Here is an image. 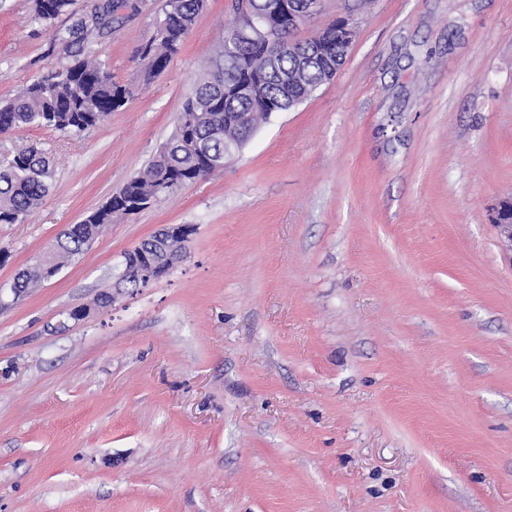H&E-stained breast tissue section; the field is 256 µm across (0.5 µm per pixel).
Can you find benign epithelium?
I'll return each mask as SVG.
<instances>
[{
	"instance_id": "1",
	"label": "benign epithelium",
	"mask_w": 512,
	"mask_h": 512,
	"mask_svg": "<svg viewBox=\"0 0 512 512\" xmlns=\"http://www.w3.org/2000/svg\"><path fill=\"white\" fill-rule=\"evenodd\" d=\"M323 0H264L258 10H244L246 22L237 31L235 41L245 42L256 34L272 32L288 22V28H298L321 13ZM355 25L348 17L337 18L336 33L344 49H349ZM493 227L512 251V199L500 203ZM194 224H170L156 234L150 244H140L124 254L122 271L112 281L109 301L123 294V281L134 280L146 288L162 278L186 258V246L195 235Z\"/></svg>"
}]
</instances>
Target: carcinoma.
<instances>
[{
    "label": "carcinoma",
    "mask_w": 512,
    "mask_h": 512,
    "mask_svg": "<svg viewBox=\"0 0 512 512\" xmlns=\"http://www.w3.org/2000/svg\"><path fill=\"white\" fill-rule=\"evenodd\" d=\"M73 0H33V20L48 25L68 11ZM206 0H166L161 34L143 48L142 76L148 82L162 73L189 36ZM123 23V17L107 14L90 17L81 13L54 40L64 44L69 61L17 97L0 101V131L38 125L78 136L104 122L130 98V90L118 84L104 65L85 57L88 42ZM279 55L267 57L262 43L229 45L221 42L214 59L199 77L193 93L178 113L173 133L146 170L128 180L100 208L90 213L70 232L57 235L44 260L60 267L59 259L82 254L86 240L96 233L95 225L112 223L115 213H127L136 198L158 199L175 188L196 182L215 171L208 157L190 148L205 141L210 155H224V140L210 138V127L224 126L228 112H285L303 101L335 75L343 64L336 21L320 34L304 40L284 30L276 35ZM263 71L260 96L243 99L228 91L230 84L252 79ZM51 187V161L36 149L22 151L0 165V224L23 219ZM41 285L40 270L31 266L17 274L13 287L26 291Z\"/></svg>",
    "instance_id": "1"
}]
</instances>
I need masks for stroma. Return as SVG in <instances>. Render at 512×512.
Returning <instances> with one entry per match:
<instances>
[{"mask_svg": "<svg viewBox=\"0 0 512 512\" xmlns=\"http://www.w3.org/2000/svg\"><path fill=\"white\" fill-rule=\"evenodd\" d=\"M165 2L88 47L132 91L107 121L0 136V160L53 161L39 206L0 224V512H512V252L491 225L512 197V0H324L297 37L354 16L334 79L13 300L169 139L234 20L208 0L146 84ZM31 6L0 0V99L66 61L72 16ZM169 224L197 227L186 259L98 305Z\"/></svg>", "mask_w": 512, "mask_h": 512, "instance_id": "stroma-1", "label": "stroma"}]
</instances>
